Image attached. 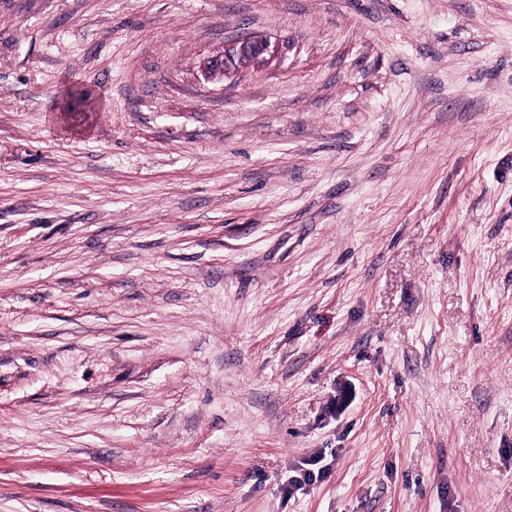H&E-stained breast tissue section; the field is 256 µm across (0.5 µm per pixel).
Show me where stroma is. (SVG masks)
Segmentation results:
<instances>
[{
    "mask_svg": "<svg viewBox=\"0 0 512 512\" xmlns=\"http://www.w3.org/2000/svg\"><path fill=\"white\" fill-rule=\"evenodd\" d=\"M0 512H512V0H0ZM278 54L276 45L262 36H249L224 45V50L206 57L201 64L205 80L231 78L249 68L269 64Z\"/></svg>",
    "mask_w": 512,
    "mask_h": 512,
    "instance_id": "35a3bbf8",
    "label": "stroma"
}]
</instances>
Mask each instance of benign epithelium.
Listing matches in <instances>:
<instances>
[{
  "label": "benign epithelium",
  "instance_id": "1",
  "mask_svg": "<svg viewBox=\"0 0 512 512\" xmlns=\"http://www.w3.org/2000/svg\"><path fill=\"white\" fill-rule=\"evenodd\" d=\"M278 54L276 46L265 37L249 36L224 46V50L206 57L201 64L205 80L231 78L249 68L269 64Z\"/></svg>",
  "mask_w": 512,
  "mask_h": 512
}]
</instances>
